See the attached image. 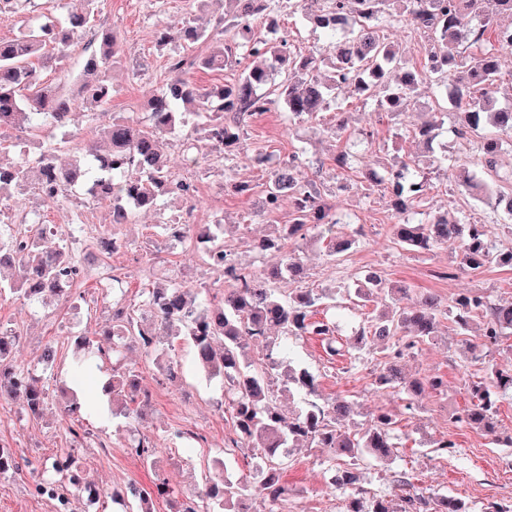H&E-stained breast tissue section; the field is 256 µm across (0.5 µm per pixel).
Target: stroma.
Returning <instances> with one entry per match:
<instances>
[{
    "mask_svg": "<svg viewBox=\"0 0 512 512\" xmlns=\"http://www.w3.org/2000/svg\"><path fill=\"white\" fill-rule=\"evenodd\" d=\"M223 14L224 0H101L95 24L119 29L122 65L111 74L109 112L93 119L82 105L74 106L69 127L72 145L98 142L99 125L114 115L145 116L149 98L170 77L168 58L173 48L157 44L158 31L185 19L211 28ZM278 35L296 53L328 51L321 32L295 17L280 18ZM435 102L433 89L423 85L414 105L397 118L388 116L375 102L358 100L346 89L337 91L335 101L310 121H288L283 110L273 108L264 117L248 120L247 135L237 151L236 173L251 183V194L225 193L221 167L208 165L196 197L165 195L157 209L141 214L137 223L119 226L122 245L111 257H94L86 243L74 244L85 272L72 298L30 302L14 294L0 295V325L18 333V365L38 373L48 386V399L40 415H31L15 401L0 402V446L9 448L23 463L16 473L0 477V512H56L54 501L36 492V467L46 459L71 456L79 461L83 484L96 488L100 497L92 501L81 489L69 488L67 512H125L122 502L113 500L111 493L131 482L147 486L164 480L174 492L173 499L204 490L205 477L211 473L232 480L245 476L251 484H259L260 467L245 465L239 450L224 447L225 436L233 430V418L223 403V381L196 366L186 343L163 336L155 350L147 352L134 344L120 355L94 360L84 371L77 367L74 348L83 338L89 350H96L102 343L97 330L111 323L113 302L141 304L150 288L172 275L191 285H209L214 294H221L223 276L204 263L203 244L165 239L159 233L161 223L180 219L194 225H234V232L225 235L224 243L241 264L276 263V254H259L254 244L272 234L276 225L288 223L291 210L286 207L264 219L252 216L267 181L264 168L254 162L260 147L275 161L304 152L311 163L307 176L315 179L329 203L350 217L349 223L333 229L336 237L353 241L338 261L326 259L316 235H309L302 245L307 268L304 287L336 291L335 337L342 355H330L320 341L308 336L282 338L277 346L280 360L294 361L316 377L321 397L339 395L353 402L357 422L382 409L397 413L393 437L398 452L388 464H362L364 487L373 494L396 495L394 476L403 472L419 486L465 500L470 512H482L493 500L512 499V448L492 444L481 431L451 420L470 402L468 376L482 372L486 364L466 359L465 339L456 334L448 319H441L433 341L418 344L402 361L412 376L444 381L440 391L421 396L422 408L414 413L404 409L399 397L376 390L373 384L385 350L355 346L356 332L383 308L380 297L364 302L354 296L363 284V273L370 269L383 271L387 286L431 292L445 304L465 292L485 295L494 303L512 302V268L494 263L477 274L459 272L443 277L448 266L447 249L415 253L401 247L392 235L394 219L387 193L383 186L366 185L367 171L384 173L396 157L429 174L427 153L409 131L435 111ZM363 131L372 133V144L359 145L358 135ZM343 151L355 153L352 167H337L335 157ZM419 210L444 213L452 220L468 214L485 224L494 218L492 204L469 205L457 180L441 176H432ZM110 211V202L85 196L79 190L54 205L29 191L17 197L12 209L0 214V222L10 224L34 213L42 223L64 230L78 215L84 223L100 227L108 223ZM111 275L120 283L109 292L101 281ZM50 344L57 350L54 364L51 369L39 370L42 351ZM116 367L135 370L148 399L123 402L103 394L102 388ZM170 368L175 378H167ZM72 398L91 406L82 416L89 436L79 442L73 441L62 413ZM183 431L197 433V440L180 439ZM143 437L156 448L155 467H143L130 452L131 444ZM447 439L457 444L453 455L431 453V442ZM329 458L324 448L291 450L284 477L283 512H344L342 497L324 480Z\"/></svg>",
    "mask_w": 512,
    "mask_h": 512,
    "instance_id": "stroma-1",
    "label": "stroma"
}]
</instances>
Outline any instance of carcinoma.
I'll return each instance as SVG.
<instances>
[{
  "mask_svg": "<svg viewBox=\"0 0 512 512\" xmlns=\"http://www.w3.org/2000/svg\"><path fill=\"white\" fill-rule=\"evenodd\" d=\"M33 0H3L0 12L5 18L29 13ZM82 13L71 14L64 20H54L31 27L22 22L13 38L0 40V131L21 130L36 137L46 129L56 127L64 114L72 110L74 100L59 84L43 81L35 63H52L60 71L61 63L69 58L68 48L85 33L98 12L99 0H83ZM393 0H225L224 18L216 29L208 31L187 22L168 29L157 37L160 46L177 43L182 50L174 53L169 64L173 77L150 101L148 119L122 116L100 128V137L112 152V168L100 165L97 149L77 148L72 162L58 164V152L68 138L51 136L38 142V150L23 146L17 160L0 164V207L10 206L14 195L28 188L40 189V183L30 181L31 170L43 174V183L54 185L60 193L77 187L103 184L102 194L112 201L110 228L97 230L91 243L101 253L116 251V229L135 222L137 214L157 207L158 196L180 191L182 178L175 176L166 161V147L175 138L183 139L185 165L190 175L200 176L198 156L217 153L224 165V191L248 195L251 184L235 176L233 153L239 147L246 119L279 106L290 120L313 117L336 95V90L351 88L356 96L373 99L383 111L398 117L411 105L420 85L428 84L439 95L448 94V81L455 82L450 103L459 121L456 132L475 133L485 125L497 130L482 135L477 141L479 159L484 167L495 169V157L502 147L501 136L512 138V109L496 107L494 89L499 79V54L512 52V34L493 27L494 17L512 15V0H398L401 7H391ZM298 14L320 28L331 40L332 53L324 58L316 51L294 55L275 39L277 16ZM407 26L427 39L426 59L422 68L407 64L405 53L380 37V33L395 26ZM494 30V41L487 33ZM209 44L210 51L202 56H190L187 50L196 43ZM95 45L82 61L79 73L80 93L91 119H96L112 99L106 73L116 62L119 33L114 28L94 32ZM253 58L230 84L200 88L183 77L186 70H224L237 64L239 51ZM439 123L432 121L417 127L413 138L427 148L437 137ZM254 161L270 165L271 158L261 150ZM298 156L290 162L270 165L260 211L273 214L278 193L297 187L291 199V223L279 226L278 234L259 243L262 251L281 254L280 265L271 269L253 270L240 265L223 271L227 292L224 304L208 306L202 295L208 286L191 287L175 278L148 291L144 304L119 307L112 315L110 326L103 328L106 340H114L112 352H118L117 340H129L145 350L156 346L157 337L171 332L189 340L197 365L210 376H221L231 394L233 427L238 448L247 449L250 458L264 463L259 485L251 487L245 481L233 482L221 476L212 478L199 499L175 502L172 512H206L204 503L225 507L227 512H240V505L251 493L268 504L266 512H279L285 492L282 479L286 472L285 459L292 444L305 442L317 448H328L334 454L349 459L343 478L336 490L345 495V512H468L465 503L456 497L426 493L410 479L401 475L396 486L401 491L399 503L380 497H368L361 485L360 462L392 459L395 446L390 442L397 415L382 412L371 416L364 427L352 425L353 404L338 396L330 401L307 403L301 410L284 413L273 393L275 381L308 393L315 392L314 377L306 369L291 363L283 364L272 358L255 363L244 352L242 337H259L266 347L275 346V329L287 336L321 338L333 335L328 321L313 319L318 304L329 296L312 288H296L286 292L279 283L285 278L297 282L304 278L299 241L306 232L327 224H340L343 215L328 206L316 181L307 178ZM459 184L470 191L475 183L492 187L467 167L459 169ZM386 192L392 211L398 215L393 235L407 250L423 253L438 247L459 249L456 260L439 273L446 278L457 271L479 273L496 262L512 267V251L496 253L491 245L490 224H474L464 219L450 222L427 213L425 220L413 224L409 213L427 195V176L411 169L404 160L391 162L387 170ZM500 213L495 223L512 222V193H497ZM84 230V222L73 221L69 231L38 225L29 236L11 225H0V266L16 263L22 269L17 285H9L12 294L29 301L48 296L69 298L81 271L80 260L70 248L74 228ZM161 233L175 241L188 240V225L162 224ZM223 224L203 230L210 243L205 262L211 254L224 258ZM49 237V246H24L25 238L39 241ZM366 289H356L359 299L371 293L389 299L385 309L375 316L368 332L360 337L393 339L395 348L374 378L379 390L389 391L412 401L426 389L438 390L442 379L425 381L410 379L402 374L398 359L417 344L436 336L441 303L433 293L420 295L414 306L406 307L403 300L408 290L403 287L384 288L381 275L365 278ZM484 318L482 333L470 350L490 349L512 334V304H494L484 297L460 294L448 307V317L458 334L467 335L474 317ZM17 332L0 326V399L19 400L31 414L43 409L47 397L42 380L13 362ZM512 392V365L493 364L472 385V399L457 421L492 437L493 443L512 446V436H500L496 416L500 400ZM104 392L113 396L148 397L141 393L138 375L130 371H115ZM131 450L143 465L151 468L154 451L151 442L138 440ZM81 479L78 465L72 458L55 460L42 469L41 494L66 505L64 488L78 487ZM170 496L164 482L150 486L131 484L112 491V499L131 501L129 512H153L157 498Z\"/></svg>",
  "mask_w": 512,
  "mask_h": 512,
  "instance_id": "obj_1",
  "label": "carcinoma"
}]
</instances>
